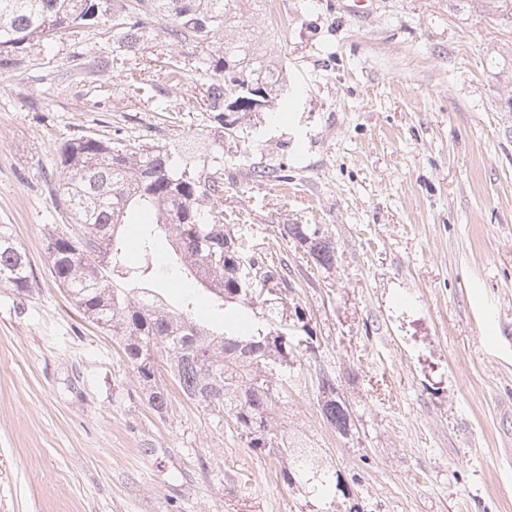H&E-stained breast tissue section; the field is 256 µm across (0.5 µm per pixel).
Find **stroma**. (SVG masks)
<instances>
[{
  "label": "stroma",
  "instance_id": "obj_1",
  "mask_svg": "<svg viewBox=\"0 0 512 512\" xmlns=\"http://www.w3.org/2000/svg\"><path fill=\"white\" fill-rule=\"evenodd\" d=\"M263 0L255 45L283 72L273 108L225 135L203 107L201 55L147 30L125 76L97 68L111 27L78 25L0 64V224L29 257L26 297L0 286V512H320L232 423L172 392L153 413L112 337L48 270L59 147L93 133L170 147L222 144L224 216L265 248L277 224H314L336 260L280 244L289 306L316 355L276 414L336 475L333 512H512V19L479 0ZM183 74L174 77V66ZM272 177H251L252 167ZM193 314L221 310L169 275ZM336 380L354 426L316 400ZM317 401L322 418L340 436H347L351 430V414L346 403L336 392V380L326 373L317 377Z\"/></svg>",
  "mask_w": 512,
  "mask_h": 512
}]
</instances>
